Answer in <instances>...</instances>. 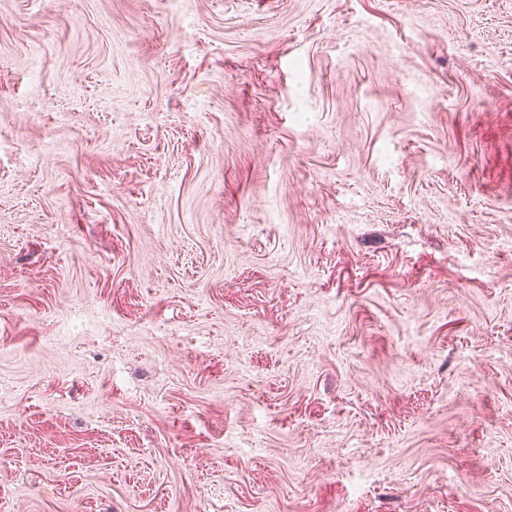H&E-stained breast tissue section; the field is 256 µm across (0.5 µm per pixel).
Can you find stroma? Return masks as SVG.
Wrapping results in <instances>:
<instances>
[{"instance_id": "stroma-1", "label": "stroma", "mask_w": 512, "mask_h": 512, "mask_svg": "<svg viewBox=\"0 0 512 512\" xmlns=\"http://www.w3.org/2000/svg\"><path fill=\"white\" fill-rule=\"evenodd\" d=\"M0 512H512V0H0Z\"/></svg>"}]
</instances>
